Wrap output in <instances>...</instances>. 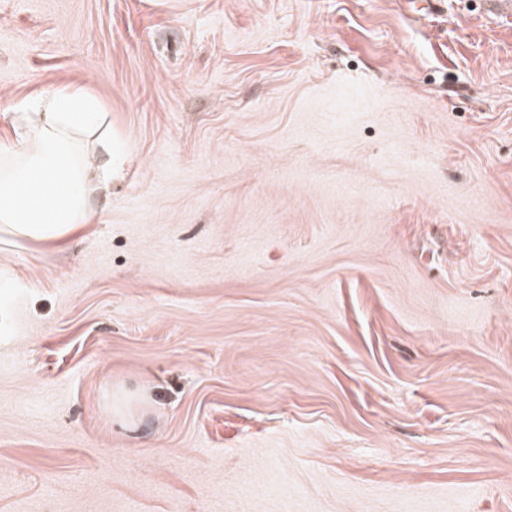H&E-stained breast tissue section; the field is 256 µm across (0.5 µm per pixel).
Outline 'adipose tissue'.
I'll return each mask as SVG.
<instances>
[{
  "instance_id": "ef3b65f1",
  "label": "adipose tissue",
  "mask_w": 512,
  "mask_h": 512,
  "mask_svg": "<svg viewBox=\"0 0 512 512\" xmlns=\"http://www.w3.org/2000/svg\"><path fill=\"white\" fill-rule=\"evenodd\" d=\"M18 140L0 145V233L50 250L93 221V193L125 177L126 139L73 86L19 101Z\"/></svg>"
}]
</instances>
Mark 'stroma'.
<instances>
[{
  "label": "stroma",
  "instance_id": "35a3bbf8",
  "mask_svg": "<svg viewBox=\"0 0 512 512\" xmlns=\"http://www.w3.org/2000/svg\"><path fill=\"white\" fill-rule=\"evenodd\" d=\"M58 86L131 162L0 234V512H512V12L0 0Z\"/></svg>",
  "mask_w": 512,
  "mask_h": 512
}]
</instances>
